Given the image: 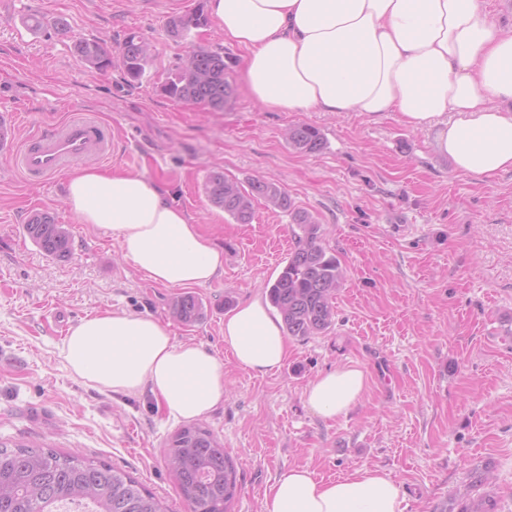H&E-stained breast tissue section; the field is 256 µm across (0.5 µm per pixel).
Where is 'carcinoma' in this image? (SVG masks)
I'll return each mask as SVG.
<instances>
[{"label": "carcinoma", "instance_id": "1", "mask_svg": "<svg viewBox=\"0 0 512 512\" xmlns=\"http://www.w3.org/2000/svg\"><path fill=\"white\" fill-rule=\"evenodd\" d=\"M205 0H197L185 15L171 17L166 33L174 40L207 25ZM73 49L78 59L96 70L112 67V52L97 40L77 38ZM191 65L175 64L160 86L165 96L221 111L232 93L224 79V50L194 46ZM151 45L135 33L118 49V61L130 82L146 73ZM288 144L303 153L324 147L320 132L307 124L290 127ZM208 201L237 224L254 218L253 201L265 202L292 215L299 229L297 246L277 278L266 284V297L278 311L286 335L308 339L327 333L335 324L336 293L343 281L337 257L322 243L321 226L305 211L294 208L288 192L270 180H254L245 189L220 172L211 173L203 184ZM27 235L49 257L62 259L71 253V235L63 224L42 212L24 225ZM171 315L191 324L204 315L200 300L192 294L176 296ZM168 460L190 512H231L238 493L237 476L224 446L200 423L188 424L168 441ZM69 504L84 505L89 512H168L163 502L127 472L96 462L80 453L53 448L0 443V512H62ZM458 512H495L487 494L459 504Z\"/></svg>", "mask_w": 512, "mask_h": 512}]
</instances>
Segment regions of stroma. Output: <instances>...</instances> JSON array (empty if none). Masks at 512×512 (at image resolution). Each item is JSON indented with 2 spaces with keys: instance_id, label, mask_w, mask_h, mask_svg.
<instances>
[{
  "instance_id": "1",
  "label": "stroma",
  "mask_w": 512,
  "mask_h": 512,
  "mask_svg": "<svg viewBox=\"0 0 512 512\" xmlns=\"http://www.w3.org/2000/svg\"><path fill=\"white\" fill-rule=\"evenodd\" d=\"M196 0H0V113L22 125L0 145V442H38L122 469L188 512L166 443L177 422L150 394L128 398L74 379L61 346L68 329L103 310L168 323L177 340L224 360L229 395L204 422L223 443L241 490L234 512H262L282 472L305 466L323 479L362 467L391 472L402 512H435L478 497L467 474L487 470L497 512H512V171L478 178L454 171L430 131L398 113L269 112L240 82L244 50L213 26L186 40L168 19ZM44 29L28 28L29 14ZM64 19L69 36L51 24ZM137 33L155 46L146 74L129 84L120 66L90 69L76 37L118 48ZM222 46L232 95L223 110L159 91L189 46ZM91 114L110 126L115 150L104 170L139 172L169 192L224 250V271L193 288L205 304L195 324L174 321L178 291L149 281L124 258L111 232L81 223L65 204L66 175L24 179L10 159L35 126ZM318 128L315 154L289 146L285 131ZM221 171L240 183L279 182L311 214L345 270L336 321L324 335L290 340L279 371L257 377L224 348L230 304L263 294L295 246L288 213L259 202L237 224L210 205L203 183ZM51 212L72 234V253L54 260L28 237L31 210ZM341 365L362 369L367 390L344 416L324 419L304 391Z\"/></svg>"
}]
</instances>
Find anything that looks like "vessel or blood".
Returning a JSON list of instances; mask_svg holds the SVG:
<instances>
[{"label": "vessel or blood", "mask_w": 512, "mask_h": 512, "mask_svg": "<svg viewBox=\"0 0 512 512\" xmlns=\"http://www.w3.org/2000/svg\"><path fill=\"white\" fill-rule=\"evenodd\" d=\"M112 130L94 117L79 113L29 134L13 157L26 179L47 181L88 157L110 159Z\"/></svg>", "instance_id": "b4317fda"}]
</instances>
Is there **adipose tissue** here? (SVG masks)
Masks as SVG:
<instances>
[{"label":"adipose tissue","instance_id":"ef3b65f1","mask_svg":"<svg viewBox=\"0 0 512 512\" xmlns=\"http://www.w3.org/2000/svg\"><path fill=\"white\" fill-rule=\"evenodd\" d=\"M227 42L245 50L242 80L264 109L358 112L434 133L456 171L491 177L512 170V29L485 0H210ZM66 205L81 223L111 232L123 255L169 288L211 283L224 252L143 175L85 167L67 180ZM224 347L255 375L279 370L289 342L260 297L224 317ZM76 379L127 397L151 392L174 421L206 417L226 395L224 362L179 342L168 324L105 310L71 327L63 341ZM367 387L363 370L332 369L305 390L319 416L345 415ZM401 487L382 468L318 479L285 470L262 512H399Z\"/></svg>","mask_w":512,"mask_h":512}]
</instances>
